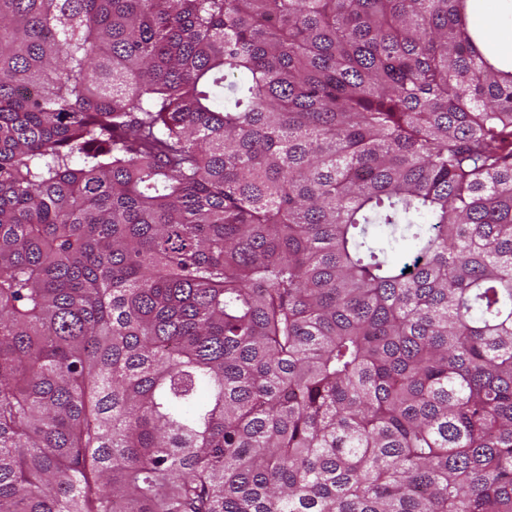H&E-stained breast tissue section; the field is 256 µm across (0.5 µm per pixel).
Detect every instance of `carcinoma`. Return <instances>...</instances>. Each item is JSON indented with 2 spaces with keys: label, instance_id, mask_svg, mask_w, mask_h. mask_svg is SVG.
<instances>
[{
  "label": "carcinoma",
  "instance_id": "carcinoma-1",
  "mask_svg": "<svg viewBox=\"0 0 512 512\" xmlns=\"http://www.w3.org/2000/svg\"><path fill=\"white\" fill-rule=\"evenodd\" d=\"M473 2L0 0V512H512Z\"/></svg>",
  "mask_w": 512,
  "mask_h": 512
}]
</instances>
